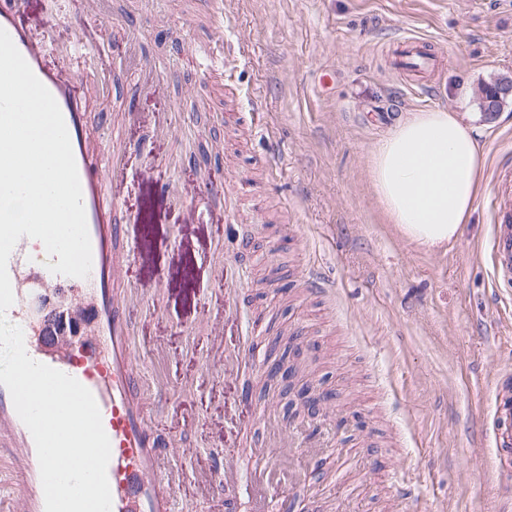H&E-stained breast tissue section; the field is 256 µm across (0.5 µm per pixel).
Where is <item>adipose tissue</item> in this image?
<instances>
[{
  "label": "adipose tissue",
  "instance_id": "adipose-tissue-1",
  "mask_svg": "<svg viewBox=\"0 0 512 512\" xmlns=\"http://www.w3.org/2000/svg\"><path fill=\"white\" fill-rule=\"evenodd\" d=\"M475 127L454 112L400 119L372 154L371 186L387 223L428 251L454 241L483 191Z\"/></svg>",
  "mask_w": 512,
  "mask_h": 512
}]
</instances>
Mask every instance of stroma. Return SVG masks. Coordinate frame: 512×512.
<instances>
[{
  "label": "stroma",
  "mask_w": 512,
  "mask_h": 512,
  "mask_svg": "<svg viewBox=\"0 0 512 512\" xmlns=\"http://www.w3.org/2000/svg\"><path fill=\"white\" fill-rule=\"evenodd\" d=\"M24 10L33 25L55 23L48 63L57 47L88 42V132L124 151L135 173L110 186L112 221L124 230L118 251L134 238L149 255L125 265L126 283L158 301L133 319V336L195 386L152 406L157 432L192 451L175 463L191 474L177 490L188 512H250L247 480L216 488L204 478L224 452L243 458L267 443L265 411L295 441L317 433L311 419L286 417L265 371L207 375L242 332L260 363L278 334H298L309 365L297 383L332 396L319 432L329 447L306 483L290 485L293 512H512V475H499L484 434L494 383L512 370V284L495 285L488 256L494 170L512 161V99L493 116L477 104L482 85L512 78V0H224L219 105L214 76L192 55L213 32L206 0H103L94 11L87 0H26ZM404 31L448 55L431 98L385 65ZM161 62L155 89L130 98L140 72ZM437 109L477 126L485 186L459 237L429 252L384 222L370 168L393 128L385 113ZM157 176L184 206L158 207ZM230 176L257 223L225 220L219 187ZM205 184L217 192L199 214L189 203ZM172 237L179 249H163ZM219 248L257 282L232 317L209 263ZM306 270L328 293L300 287ZM244 390L253 409L242 416ZM397 469L409 494L392 481Z\"/></svg>",
  "instance_id": "35a3bbf8"
}]
</instances>
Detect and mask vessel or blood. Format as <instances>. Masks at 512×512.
Here are the masks:
<instances>
[{
  "instance_id": "obj_1",
  "label": "vessel or blood",
  "mask_w": 512,
  "mask_h": 512,
  "mask_svg": "<svg viewBox=\"0 0 512 512\" xmlns=\"http://www.w3.org/2000/svg\"><path fill=\"white\" fill-rule=\"evenodd\" d=\"M0 28L34 74L55 98L69 133L82 188L83 205L92 248V266L84 278L49 271L48 255L38 254L37 240L21 237L7 264L15 301L8 320L22 328L29 356L58 369L88 388L100 409L110 440L107 467L111 512H183L175 493L184 479L174 461L180 453L175 437L159 439L154 432L151 398L179 402L182 393L173 383L157 381L147 372L148 355L130 333L131 319L145 307L144 299L116 291L121 269L113 258V242L120 232L112 223L104 202L107 181L123 180L127 172L119 154L107 160L94 158L85 128L87 95L81 87V68L75 48L64 47L63 60L51 66L44 60L43 45L35 35L20 0L0 6ZM393 70L410 86L431 90L448 65V58L433 42L413 36L397 40L389 53ZM499 191L492 207L489 241L495 280L512 282V169L499 171ZM224 274V303L229 311L239 308L246 283L236 262L219 260ZM70 288L72 301L61 304L65 317H79L78 332L61 331L47 340L49 317L43 309L59 302L61 288ZM254 345L244 335L225 351L223 361L213 364L218 376L252 369ZM492 442L497 456L512 457V374L503 373L492 397ZM289 453L288 440L273 448H256L249 471L224 455L218 466L221 483L233 484L248 476L255 498L254 512H292L286 492L272 490L265 478ZM0 512H45L40 468L33 437L19 418L9 390L0 385Z\"/></svg>"
}]
</instances>
